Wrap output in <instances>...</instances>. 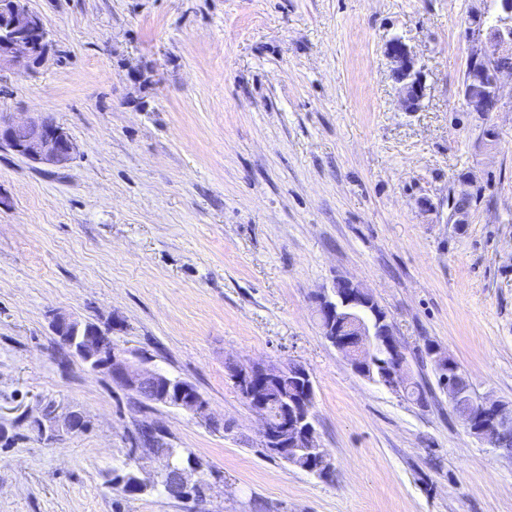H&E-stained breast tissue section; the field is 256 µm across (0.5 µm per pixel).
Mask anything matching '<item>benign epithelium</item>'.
<instances>
[{
	"mask_svg": "<svg viewBox=\"0 0 512 512\" xmlns=\"http://www.w3.org/2000/svg\"><path fill=\"white\" fill-rule=\"evenodd\" d=\"M473 24L475 44L467 65L480 66L482 85L463 88L462 97L469 111L489 114L499 107L502 75L512 71L509 66L495 64L502 57H512V0H499L497 15H484L473 20ZM49 51V32L40 14L30 7V0H0V71L37 68L45 63ZM387 54L400 84L405 110L417 111L424 97V85L415 59L399 39L388 44ZM0 148H7L34 165L57 168L70 164L77 153V145L68 131L42 113L21 121L0 118ZM314 301L323 336L343 355L352 370L369 379L377 366V357L384 354L389 377L385 388L403 394L411 380L409 361L387 312L373 303V295L361 283L338 277ZM51 327L90 370L105 372L113 382L153 404L211 421L208 401L190 382L151 366V359L142 353L118 348L110 334L100 327L59 313L53 315ZM427 357L438 366L441 387L448 395L459 425L501 457L512 460V452L503 451L500 446L502 437L512 435V404L479 393L466 370L438 346L431 345ZM290 379L299 381L306 391L313 386L311 374L300 364L290 368L256 363L239 367L233 376L235 385L261 419L265 446L285 461L294 460V452L299 448L310 449L317 464L307 466L306 471L323 477L330 473L332 463L316 444L314 419L306 399L292 403L290 398H284L280 415L273 419L266 393L259 391L262 385L284 384ZM35 424L38 434L53 442L62 432L82 431L84 417L79 411L61 412L50 407ZM196 469L194 461L172 467L165 473L163 484L170 498L192 502L196 512H201L209 488L191 481Z\"/></svg>",
	"mask_w": 512,
	"mask_h": 512,
	"instance_id": "obj_1",
	"label": "benign epithelium"
}]
</instances>
